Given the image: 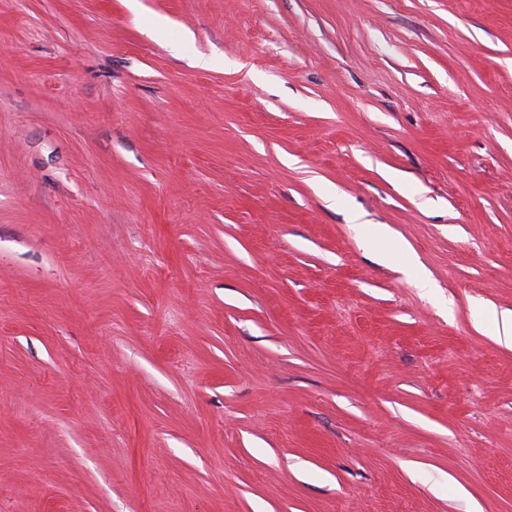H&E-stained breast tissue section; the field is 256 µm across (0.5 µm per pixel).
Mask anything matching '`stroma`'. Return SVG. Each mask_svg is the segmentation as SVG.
Returning a JSON list of instances; mask_svg holds the SVG:
<instances>
[{"instance_id": "stroma-1", "label": "stroma", "mask_w": 512, "mask_h": 512, "mask_svg": "<svg viewBox=\"0 0 512 512\" xmlns=\"http://www.w3.org/2000/svg\"><path fill=\"white\" fill-rule=\"evenodd\" d=\"M507 311L512 0H0V512H512Z\"/></svg>"}]
</instances>
